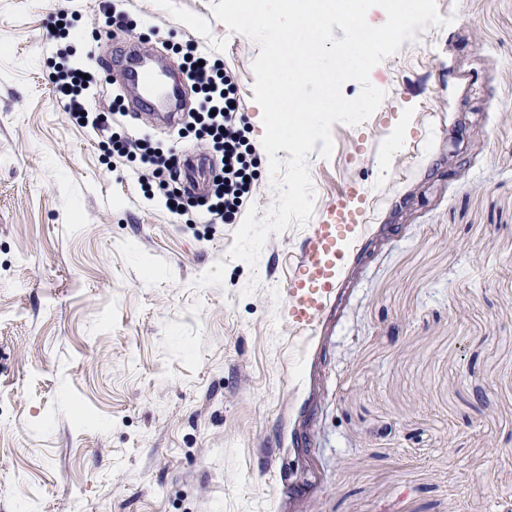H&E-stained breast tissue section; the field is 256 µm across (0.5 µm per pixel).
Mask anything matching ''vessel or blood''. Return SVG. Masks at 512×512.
<instances>
[{"label": "vessel or blood", "instance_id": "obj_1", "mask_svg": "<svg viewBox=\"0 0 512 512\" xmlns=\"http://www.w3.org/2000/svg\"><path fill=\"white\" fill-rule=\"evenodd\" d=\"M117 76L134 109L163 111L164 122L176 125L181 110L179 86H165L159 72L131 49L124 52ZM367 196L364 185H345L321 223L312 225L300 253L298 273L289 279L286 290V313L295 328L307 329L318 322L345 263V245L357 239L365 226Z\"/></svg>", "mask_w": 512, "mask_h": 512}]
</instances>
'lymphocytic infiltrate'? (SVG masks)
Returning <instances> with one entry per match:
<instances>
[{"label": "lymphocytic infiltrate", "instance_id": "1", "mask_svg": "<svg viewBox=\"0 0 512 512\" xmlns=\"http://www.w3.org/2000/svg\"><path fill=\"white\" fill-rule=\"evenodd\" d=\"M185 59V77L200 97L193 114L200 139L207 149L220 153L226 168L211 196L201 200L192 197L181 179L180 155L152 146L147 137H109L107 151L113 158L140 161L139 182L157 184L170 214L178 217L183 208L198 206L204 223L233 224L251 201L250 179L258 160L257 150L243 135L244 116L232 71L221 60L201 59L192 44L186 48ZM50 80L64 112L79 125L107 134L112 117L95 110L91 82L81 76L79 68L59 67Z\"/></svg>", "mask_w": 512, "mask_h": 512}]
</instances>
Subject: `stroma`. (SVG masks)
<instances>
[{
  "label": "stroma",
  "mask_w": 512,
  "mask_h": 512,
  "mask_svg": "<svg viewBox=\"0 0 512 512\" xmlns=\"http://www.w3.org/2000/svg\"><path fill=\"white\" fill-rule=\"evenodd\" d=\"M436 2L449 25L372 69L381 105L309 154L310 221L252 268L228 256L235 225L174 218L107 168L48 74L62 12L105 112L115 46L178 78L193 41L235 75L257 145V44L210 0H0V512H512V0ZM184 93L178 127L114 130L206 156L210 192ZM348 181L370 218L300 331L288 280Z\"/></svg>",
  "instance_id": "stroma-1"
}]
</instances>
